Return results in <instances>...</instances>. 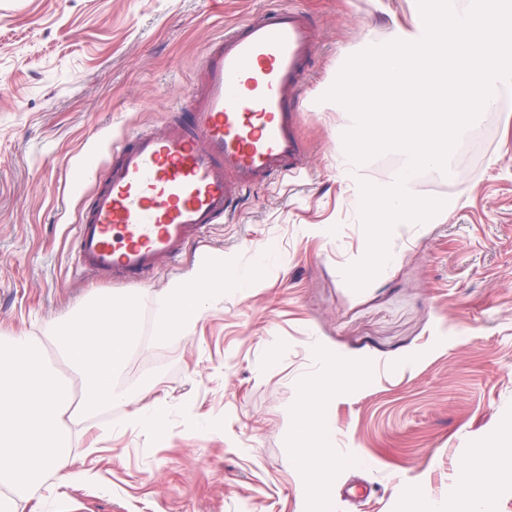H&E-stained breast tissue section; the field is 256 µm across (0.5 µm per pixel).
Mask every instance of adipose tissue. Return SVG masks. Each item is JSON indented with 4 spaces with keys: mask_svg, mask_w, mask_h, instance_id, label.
<instances>
[{
    "mask_svg": "<svg viewBox=\"0 0 512 512\" xmlns=\"http://www.w3.org/2000/svg\"><path fill=\"white\" fill-rule=\"evenodd\" d=\"M250 286V275L225 265L223 256L206 258L192 275L157 296V340L186 335L205 311L223 305L225 288L243 292ZM342 381L335 364L324 360L319 373L300 380L299 397L291 410L297 446L290 451V463L303 473L309 485L324 491L333 484L337 467L345 463L336 454V432L325 416ZM448 497L454 503V512H493L491 489L469 469H462L458 481L449 485Z\"/></svg>",
    "mask_w": 512,
    "mask_h": 512,
    "instance_id": "obj_1",
    "label": "adipose tissue"
}]
</instances>
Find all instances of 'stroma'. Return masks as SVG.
Returning a JSON list of instances; mask_svg holds the SVG:
<instances>
[{
	"instance_id": "35a3bbf8",
	"label": "stroma",
	"mask_w": 512,
	"mask_h": 512,
	"mask_svg": "<svg viewBox=\"0 0 512 512\" xmlns=\"http://www.w3.org/2000/svg\"><path fill=\"white\" fill-rule=\"evenodd\" d=\"M311 19L318 46L301 99L307 167L247 192L174 267L136 288L74 272L75 226L105 171L107 144L165 129L200 96L213 40L270 6ZM413 0H0V336L41 342L91 293L135 291L141 329L154 299L201 258L254 274L191 332L129 358L119 381L173 411L162 432L126 427L132 406L73 425L74 467L18 512H432L463 464L512 438V89L415 197L455 201L430 224L392 232L390 265L364 288L344 272L367 234L338 167L346 122L326 94L365 40L413 26ZM354 374L326 409L338 467L322 494L290 466L298 380L322 354Z\"/></svg>"
}]
</instances>
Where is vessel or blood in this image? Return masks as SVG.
<instances>
[{
    "label": "vessel or blood",
    "instance_id": "b4317fda",
    "mask_svg": "<svg viewBox=\"0 0 512 512\" xmlns=\"http://www.w3.org/2000/svg\"><path fill=\"white\" fill-rule=\"evenodd\" d=\"M316 50L305 15L284 6L215 39L190 122L118 145L76 226V274L131 283L175 264L190 241L235 214L244 190L301 169L299 96Z\"/></svg>",
    "mask_w": 512,
    "mask_h": 512
}]
</instances>
